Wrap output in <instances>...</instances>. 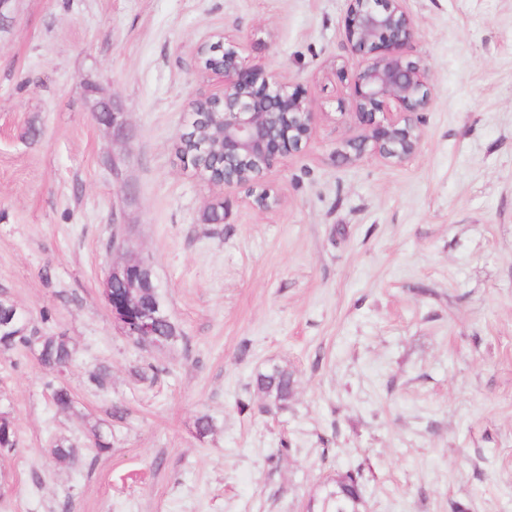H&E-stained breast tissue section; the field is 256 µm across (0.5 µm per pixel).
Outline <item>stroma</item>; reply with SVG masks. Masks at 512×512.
Segmentation results:
<instances>
[{
    "instance_id": "obj_1",
    "label": "stroma",
    "mask_w": 512,
    "mask_h": 512,
    "mask_svg": "<svg viewBox=\"0 0 512 512\" xmlns=\"http://www.w3.org/2000/svg\"><path fill=\"white\" fill-rule=\"evenodd\" d=\"M347 7L11 0L0 15V295L67 336L78 400L57 411L33 352L0 353L18 438L0 512H308L349 470L365 512H512V0H405L432 97L421 147L340 166L360 131ZM218 32L317 114L264 172L275 211L177 153L192 100L215 91L195 53ZM99 100L120 104L127 140L95 121ZM219 197L224 221L206 223ZM131 251L182 333L166 350L121 336L102 296ZM272 363L294 373L283 411L254 388ZM115 405L110 452L47 456ZM204 413L217 429L200 438Z\"/></svg>"
}]
</instances>
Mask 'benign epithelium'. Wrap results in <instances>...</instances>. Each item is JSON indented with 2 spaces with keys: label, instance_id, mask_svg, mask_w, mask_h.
Listing matches in <instances>:
<instances>
[{
  "label": "benign epithelium",
  "instance_id": "obj_1",
  "mask_svg": "<svg viewBox=\"0 0 512 512\" xmlns=\"http://www.w3.org/2000/svg\"><path fill=\"white\" fill-rule=\"evenodd\" d=\"M344 36L353 56L366 57L355 72L351 86V104L363 132L336 150V161L352 165L371 154L399 162L416 154L421 146L420 114L431 104L426 68L407 59L404 50L414 41L416 22L406 11L403 0H349L344 17ZM217 41L197 50V62L207 53L221 57L218 64L200 66L220 88L212 96L191 102V121H198L199 107L220 108L219 131L202 136L201 151H217L224 156V177L212 183L224 188L249 186L255 205L272 210L279 198L262 186L265 169L280 156L298 151L307 143L315 120L304 96L290 89L274 71L249 64L237 42L224 33ZM106 113L103 126L115 139L126 137L121 113L106 102H99L95 117ZM119 285L124 294L112 297L111 288ZM152 265L132 258L114 264L101 282L107 309L113 323L127 339L148 349L162 350L156 340L158 322L165 311L139 312L138 297L143 288H156ZM25 316L19 306L0 318V335L22 333Z\"/></svg>",
  "mask_w": 512,
  "mask_h": 512
}]
</instances>
